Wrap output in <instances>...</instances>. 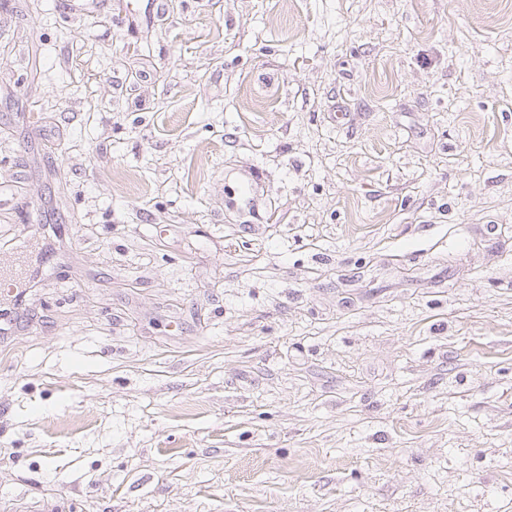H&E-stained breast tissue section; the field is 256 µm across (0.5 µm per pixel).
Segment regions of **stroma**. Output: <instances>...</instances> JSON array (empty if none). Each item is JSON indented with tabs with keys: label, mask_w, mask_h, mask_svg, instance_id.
Masks as SVG:
<instances>
[{
	"label": "stroma",
	"mask_w": 512,
	"mask_h": 512,
	"mask_svg": "<svg viewBox=\"0 0 512 512\" xmlns=\"http://www.w3.org/2000/svg\"><path fill=\"white\" fill-rule=\"evenodd\" d=\"M142 6L0 0V512H512V0Z\"/></svg>",
	"instance_id": "obj_1"
}]
</instances>
